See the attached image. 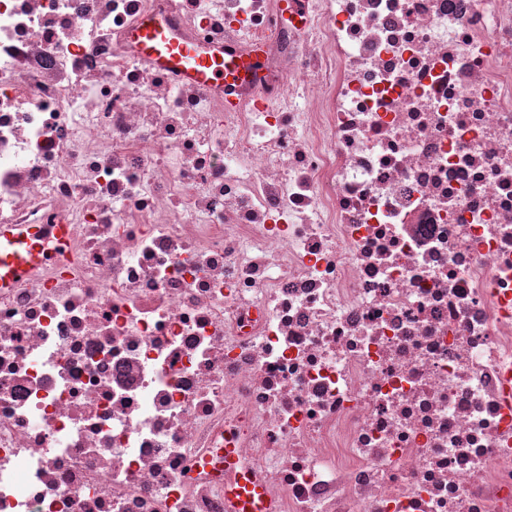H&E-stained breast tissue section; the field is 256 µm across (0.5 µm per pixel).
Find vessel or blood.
I'll return each mask as SVG.
<instances>
[{
    "mask_svg": "<svg viewBox=\"0 0 512 512\" xmlns=\"http://www.w3.org/2000/svg\"><path fill=\"white\" fill-rule=\"evenodd\" d=\"M140 56L149 64L173 72L179 79L199 85L241 84L259 70L257 52L224 51L212 54L171 37L166 24L147 19L130 33ZM44 232L36 224L0 227V288L21 281L46 255L40 244ZM238 512H266L268 501L251 480L244 479L234 491Z\"/></svg>",
    "mask_w": 512,
    "mask_h": 512,
    "instance_id": "obj_1",
    "label": "vessel or blood"
}]
</instances>
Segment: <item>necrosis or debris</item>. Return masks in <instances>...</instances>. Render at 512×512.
Returning a JSON list of instances; mask_svg holds the SVG:
<instances>
[{
  "mask_svg": "<svg viewBox=\"0 0 512 512\" xmlns=\"http://www.w3.org/2000/svg\"><path fill=\"white\" fill-rule=\"evenodd\" d=\"M60 223L0 512H512V0H0V224ZM130 39L146 62L193 84L237 86L261 65L255 51L238 53L226 49L222 54H210L191 43L181 42L170 36L166 24L159 19L150 18L137 24L130 32ZM233 494L239 512H265L268 507L264 492L250 479H242Z\"/></svg>",
  "mask_w": 512,
  "mask_h": 512,
  "instance_id": "necrosis-or-debris-1",
  "label": "necrosis or debris"
}]
</instances>
